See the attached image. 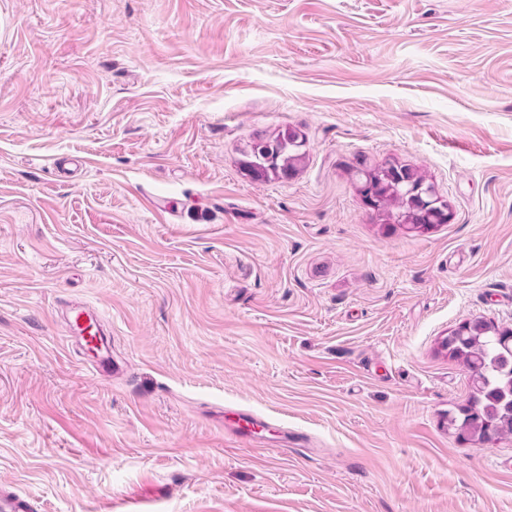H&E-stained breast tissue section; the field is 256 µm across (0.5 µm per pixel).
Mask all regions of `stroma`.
I'll return each instance as SVG.
<instances>
[{"label": "stroma", "mask_w": 512, "mask_h": 512, "mask_svg": "<svg viewBox=\"0 0 512 512\" xmlns=\"http://www.w3.org/2000/svg\"><path fill=\"white\" fill-rule=\"evenodd\" d=\"M291 127L288 180L240 164ZM450 223L387 230L356 162ZM97 308L124 373L66 345ZM512 327V0H0V486L41 512H512L437 417ZM244 407L304 451L228 437Z\"/></svg>", "instance_id": "35a3bbf8"}]
</instances>
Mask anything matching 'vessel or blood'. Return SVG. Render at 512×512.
I'll use <instances>...</instances> for the list:
<instances>
[{
    "instance_id": "b4317fda",
    "label": "vessel or blood",
    "mask_w": 512,
    "mask_h": 512,
    "mask_svg": "<svg viewBox=\"0 0 512 512\" xmlns=\"http://www.w3.org/2000/svg\"><path fill=\"white\" fill-rule=\"evenodd\" d=\"M57 312L66 339L80 345L91 370L103 376L123 372V362L113 357L110 342L100 335L101 318L95 308L82 302H61ZM219 417L225 433L244 443L251 442L268 427L264 419L242 409H221ZM0 512H37V507L28 498L0 488Z\"/></svg>"
}]
</instances>
